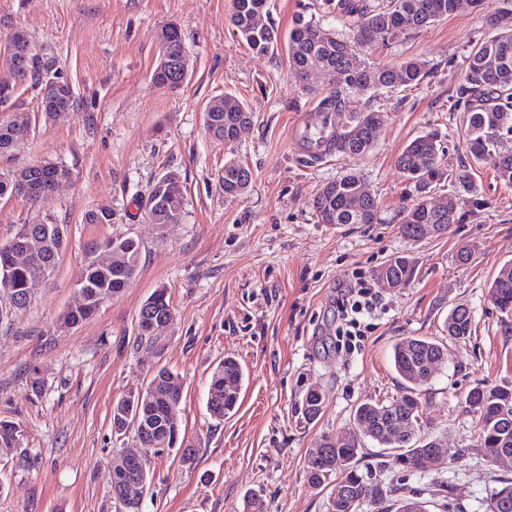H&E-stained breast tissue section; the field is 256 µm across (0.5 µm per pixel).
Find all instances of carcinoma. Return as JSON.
Wrapping results in <instances>:
<instances>
[{"instance_id":"cac0c4a2","label":"carcinoma","mask_w":512,"mask_h":512,"mask_svg":"<svg viewBox=\"0 0 512 512\" xmlns=\"http://www.w3.org/2000/svg\"><path fill=\"white\" fill-rule=\"evenodd\" d=\"M500 6L491 17L495 35L475 43L466 57L467 67L463 82L457 89L458 102L464 104L463 123L466 126L464 147L468 158L476 165L489 163L497 178L512 184V154L500 156L497 145L501 136L512 134V0H499ZM458 0H386V4H371L369 0H327V6L336 18L352 26L353 35L341 38L331 29L324 28L313 19L298 15L288 32L290 65L297 77L317 59L329 80L336 86L322 97L320 104L325 112L334 114L333 125L305 134L318 140L331 150L360 155L375 144L380 130V114L376 111H354L349 107L353 93H376L398 86H416L426 71L418 60H403L391 67L374 68L362 58V52L384 45L408 31H417L444 20L458 11ZM267 0H233L229 21L238 36L260 55L277 49L281 40L278 28L259 22ZM162 33L173 56L185 53L180 29L168 25ZM13 55L16 75L24 82L30 78L42 80L41 65L29 41L14 43ZM152 82L159 88H176L182 76L171 68H155ZM74 92L61 95L44 83L39 103L40 112L51 117L59 110L74 107ZM205 113L212 123L207 128L214 137L229 144L237 141L239 126H249L252 113L237 98L224 95V100L209 106ZM33 127L29 116L21 114L7 123H0V155L10 152L26 140ZM439 147L434 135L428 134L412 140L399 154L398 170L413 188V203L402 211L401 233L412 240L424 237L423 225H437L436 234L448 231L460 223L462 207L478 208L484 205L476 194L471 172L463 165L448 170L454 189L439 198L431 196L433 186L443 179L438 168ZM69 177V170L54 164H36L9 174H0V196L22 195L38 203L52 196L53 184ZM252 181L250 169L234 160L224 163V175L219 182L224 195L234 199L243 195ZM183 185L181 176L169 170L151 184L147 202L151 203L147 215L153 224H176L182 217ZM357 200L361 211L350 209V201ZM313 212L320 224H374L377 221L376 196L362 175L349 171L320 188L312 203ZM68 240L63 224H24L0 251L10 248L30 254L31 260L16 269L15 278L20 283L42 278L47 268L56 269L59 257ZM109 249L111 260L100 264L91 260L81 270L83 301L67 308L60 318L63 328L71 329L92 318L98 311L94 295L114 296L127 287L139 268L141 244L131 237H107L95 244V249ZM413 275L412 261L397 256L373 272L377 283L395 290L403 288ZM493 305L503 314L512 313V262L498 270L489 287ZM172 311L170 301L153 295L140 307L136 317V348L149 353L155 348L156 337L144 325L142 317L161 319ZM445 331L452 340H464L472 334V317L469 310L456 305L445 318ZM448 357V347L425 337H406L393 347V365L403 379L401 392L382 402L359 404L352 417L351 426L337 435L323 437L316 449V456L308 461V480L318 487L337 473L339 479L329 496L333 512H356L359 503L368 494L367 477L358 461L363 442L371 440L382 448L396 450L393 461L396 467L414 473L425 467L424 456L436 448L440 440L424 432L427 422L420 415L421 396L428 384L425 367L428 363H443ZM160 385L170 400L179 402L183 397V382L178 373L167 368L157 370ZM245 381V371L237 358L226 356L214 369L207 399V410L215 421L222 422L232 414L239 401ZM150 389L133 399H120L112 413V427L117 435L135 426L146 417L162 421L163 431L146 433L138 440L156 448H170L179 434V422L163 408L147 403ZM324 394L310 388L303 398L304 415L316 418L322 411ZM466 403L479 413L487 455L498 449L512 452V389L477 386L466 397ZM21 431L14 423L0 420V456H9L21 447ZM112 496L124 512H142L141 500L122 498L118 472L109 473ZM488 512H512V481L490 493Z\"/></svg>"}]
</instances>
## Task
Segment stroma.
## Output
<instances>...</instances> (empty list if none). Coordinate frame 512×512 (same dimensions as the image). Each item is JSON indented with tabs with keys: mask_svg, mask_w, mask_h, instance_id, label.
<instances>
[{
	"mask_svg": "<svg viewBox=\"0 0 512 512\" xmlns=\"http://www.w3.org/2000/svg\"><path fill=\"white\" fill-rule=\"evenodd\" d=\"M325 2L268 0L265 20L285 34L301 14L349 35ZM231 6L232 0H0V46L24 31L41 64L69 82L76 98L74 110L38 118L39 88L18 82L0 57V83L14 87L0 104V122L16 112L37 117L34 134L0 157V173L47 161L70 171L47 203L0 198V245L22 224L68 230L53 278L0 322V420L23 434L17 452L0 459V512H122L107 471L121 450L150 466L142 512H244L255 492L265 512H328L331 488L309 483V452L323 436L347 429L358 404L395 396L401 380L394 344L410 336L444 338V319L458 303L471 311L472 335L449 341L448 359L422 397L428 431L445 444L448 460L408 476L366 442L360 466L369 494L360 512H386L407 499L423 502L426 512H487L486 496L512 479V461H489L465 397L480 384L512 388V316L488 297L500 267L512 262V186L491 165L473 167L486 207L444 234L412 241L399 231L413 196L396 159L411 140L432 132L445 150L442 165L467 164L456 90L471 46L494 34L489 16L496 0L480 9L463 5L372 50V66L424 61L423 81L374 100L353 97V109L382 114L376 145L361 156L333 152L315 162L300 149V135L322 122L318 95L330 91L327 77L315 68L307 81L296 79L284 44L275 54H255L230 26ZM171 23L189 58L188 79L173 90L151 79L158 36ZM227 94L253 115L228 146L212 139L203 122L206 106ZM231 159L252 172L237 199L225 198L218 183ZM169 170L182 177V219L160 226L148 222L141 203ZM350 170L375 193L378 222L338 229L318 223L315 195ZM101 209L111 211V223H87V214ZM106 237L140 241L135 279L90 320L60 328L85 262L102 258L95 244ZM464 245L476 252L468 264L455 259ZM397 255L415 261L409 284L382 290L359 351L337 349L342 281L354 272L372 274ZM159 288L173 316L146 357L133 343L136 316ZM227 355L247 378L236 412L219 424L206 399L212 371ZM162 367L181 376L183 399L179 442L160 453L134 433L116 435L112 411ZM311 387L324 392L325 402L310 422L302 398ZM188 443L197 447L190 465L181 460Z\"/></svg>",
	"mask_w": 512,
	"mask_h": 512,
	"instance_id": "obj_1",
	"label": "stroma"
}]
</instances>
